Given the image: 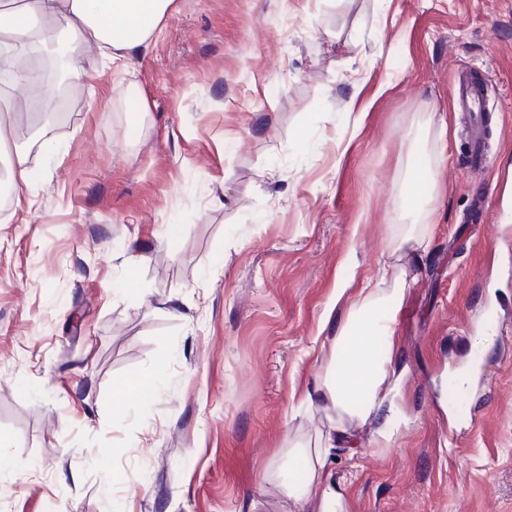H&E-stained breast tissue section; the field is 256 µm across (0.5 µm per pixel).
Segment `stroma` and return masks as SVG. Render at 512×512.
Instances as JSON below:
<instances>
[{"label": "stroma", "mask_w": 512, "mask_h": 512, "mask_svg": "<svg viewBox=\"0 0 512 512\" xmlns=\"http://www.w3.org/2000/svg\"><path fill=\"white\" fill-rule=\"evenodd\" d=\"M83 64L4 130L35 180L0 219V512H302L268 474L324 427L298 404L323 321L385 260L430 113L392 434L351 425L327 483L341 512H512V0H176L128 74ZM463 67L491 79L478 177ZM483 332L490 379L456 397ZM145 375L149 409L117 402ZM439 126L437 125L434 118L431 121L428 119L427 128L421 129L418 128L419 138H423L428 135L430 129L434 127L435 129V145L433 144L431 157L427 160L426 167L424 170L414 169L411 167L407 173L406 177L402 184V193L405 197V212L408 216L412 218L411 223H419V218L423 215H427L429 213L428 205L433 200L434 195L437 196L443 189V186L440 180L436 176L437 170L444 164L445 162V154H444V146L442 144L443 138V121L440 119ZM439 128V130H436ZM422 171L426 178L427 186L431 185L432 193L430 195H422L417 198H413L409 194V189L412 183L417 178L419 172Z\"/></svg>", "instance_id": "stroma-1"}]
</instances>
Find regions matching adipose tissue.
<instances>
[{
  "mask_svg": "<svg viewBox=\"0 0 512 512\" xmlns=\"http://www.w3.org/2000/svg\"><path fill=\"white\" fill-rule=\"evenodd\" d=\"M175 0H0V69L12 73L19 85L41 87L33 67L21 66L35 44L58 37L94 50L106 68H122L147 43ZM442 143H435L424 170L409 169L403 181L411 186L425 176L432 192L406 197L405 212L411 221L389 227L386 248L389 256L401 258L410 250L422 261L431 243L430 225L420 218L428 212L432 194L443 186L436 176L444 164ZM407 282L405 276L390 277L388 266L366 279L358 298L337 314L326 341L329 360L314 387L308 390V405L320 406L326 427L315 447L295 444L288 456L290 472L282 487L289 499L308 507L309 512H336L339 493L323 483V469L331 451L345 439L347 426L362 424L379 411L389 388L391 351L377 352V339H392L390 306L400 304Z\"/></svg>",
  "mask_w": 512,
  "mask_h": 512,
  "instance_id": "1",
  "label": "adipose tissue"
}]
</instances>
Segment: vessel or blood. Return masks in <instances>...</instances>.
I'll list each match as a JSON object with an SVG mask.
<instances>
[{"instance_id":"vessel-or-blood-1","label":"vessel or blood","mask_w":512,"mask_h":512,"mask_svg":"<svg viewBox=\"0 0 512 512\" xmlns=\"http://www.w3.org/2000/svg\"><path fill=\"white\" fill-rule=\"evenodd\" d=\"M487 81L475 78L470 70L458 71L452 85L451 95L456 111L469 114L472 122L468 163L472 171L487 170L490 158L483 140V111L485 108Z\"/></svg>"}]
</instances>
